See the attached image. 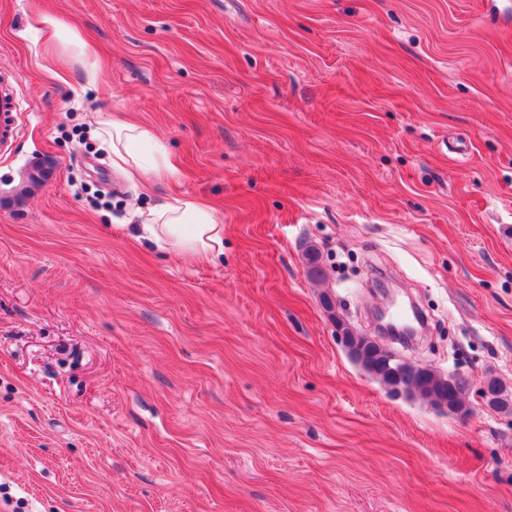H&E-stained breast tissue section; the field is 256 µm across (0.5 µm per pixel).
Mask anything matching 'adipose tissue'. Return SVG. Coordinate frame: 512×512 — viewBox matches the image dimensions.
<instances>
[{"mask_svg": "<svg viewBox=\"0 0 512 512\" xmlns=\"http://www.w3.org/2000/svg\"><path fill=\"white\" fill-rule=\"evenodd\" d=\"M37 26L39 35L32 46L36 56L49 61L59 53H67L80 67L86 84L99 81L98 58L77 29L66 26L51 14L42 15ZM95 134L107 151L113 170L128 182L149 183L177 172L170 153L138 123L120 119L103 121ZM140 220L141 237L150 243L201 259L224 252L223 217L214 207L195 197H171L141 213Z\"/></svg>", "mask_w": 512, "mask_h": 512, "instance_id": "adipose-tissue-1", "label": "adipose tissue"}]
</instances>
